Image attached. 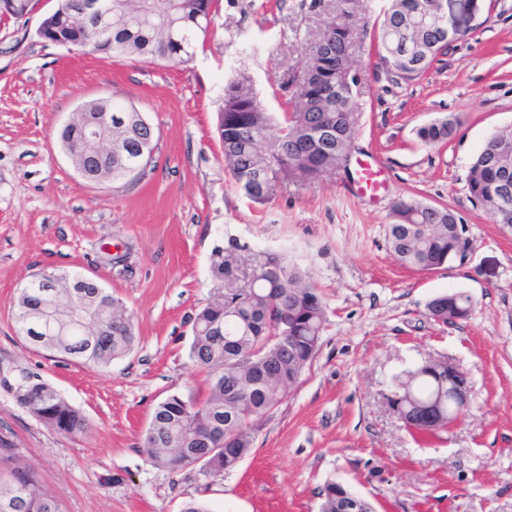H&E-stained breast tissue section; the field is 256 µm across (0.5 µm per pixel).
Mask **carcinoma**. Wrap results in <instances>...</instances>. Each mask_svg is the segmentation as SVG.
Returning <instances> with one entry per match:
<instances>
[{"label":"carcinoma","instance_id":"obj_1","mask_svg":"<svg viewBox=\"0 0 512 512\" xmlns=\"http://www.w3.org/2000/svg\"><path fill=\"white\" fill-rule=\"evenodd\" d=\"M358 0H338L318 39L334 45L336 66L323 67L314 50L306 72L324 70L326 83L315 86L298 78L287 109L276 119L251 103L246 81H233L224 95L219 121L224 160L236 184L253 203L262 205L290 184L298 185L347 166L353 149V113L346 105L359 94L343 77L342 61L356 32L350 23ZM213 0H112V37L95 38L93 30L78 28L70 39L91 40L92 51L108 57L145 61L188 62L210 35ZM448 25L438 19L434 0H389L377 36L380 58L395 73L422 76L445 40ZM112 126V165L91 163L103 182L126 180L125 170L137 162L143 116L132 106L112 103L104 116ZM462 122L448 115L418 128L426 145L453 140ZM79 119L61 129L60 140L81 150ZM512 160V130L491 136L474 155L467 177L471 200L493 222L502 210L512 213V194L500 195L504 178L501 156ZM462 220L446 206L407 198L392 207L385 225L389 250L407 268L431 271L463 253L469 240L461 237ZM212 274L220 283L210 302L192 317L189 359L210 376L203 401L171 394L153 410L142 453L151 461L173 468L199 467L206 477H218L237 465L251 449L255 422L271 413L318 353L326 324L322 296L297 264L260 254L248 281L239 284L238 256L218 248ZM47 307L66 322L73 310H83L87 333L42 335L26 322L29 310ZM470 295L452 292L432 298L426 315L446 323L469 316ZM19 332L33 345L86 364L106 367L129 354L134 345L130 318L105 288H88L79 298L65 288L54 296L44 288L19 294L16 304ZM36 372L0 377V387L46 426L66 435L87 429L84 415ZM392 410L411 429L435 434L448 428V360L430 359L407 372L388 397ZM320 512H339L338 505L353 496L348 488L328 481L319 492ZM0 512H60L44 492L36 472L25 465L0 466Z\"/></svg>","mask_w":512,"mask_h":512}]
</instances>
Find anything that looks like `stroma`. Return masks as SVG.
Listing matches in <instances>:
<instances>
[{"label":"stroma","instance_id":"35a3bbf8","mask_svg":"<svg viewBox=\"0 0 512 512\" xmlns=\"http://www.w3.org/2000/svg\"><path fill=\"white\" fill-rule=\"evenodd\" d=\"M336 5L214 0L213 31L184 64L44 41L37 29L57 0L0 22V369L37 372L88 424L61 434L0 389V439L61 512H181L193 500L209 512H319L329 480L376 512H512V227L493 223L466 188L479 147L512 129V0H495L412 81L387 74L370 40L352 46L361 76L352 156L380 161L379 203L355 194L353 162L253 204L224 162V87L247 77L266 111L280 114ZM98 99L135 107L154 129L151 164L134 181L86 182L58 139ZM448 114L463 121L452 141L417 140L419 126ZM406 197L463 219L464 257L428 272L399 264L384 228ZM219 247L298 264L327 324L298 382L256 422L250 453L207 478L155 465L141 448L160 401L207 396V375L188 351L191 318L215 291ZM43 271H76L112 292L133 323V350L97 367L22 338L17 297ZM454 291L472 297L469 317L428 319L427 302ZM430 358L466 375L474 405L423 437L386 397Z\"/></svg>","mask_w":512,"mask_h":512}]
</instances>
